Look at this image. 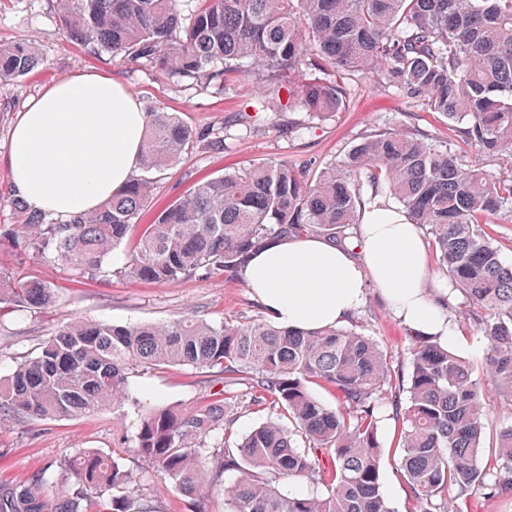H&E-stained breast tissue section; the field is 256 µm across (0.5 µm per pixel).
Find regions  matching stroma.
<instances>
[{"instance_id":"1","label":"stroma","mask_w":512,"mask_h":512,"mask_svg":"<svg viewBox=\"0 0 512 512\" xmlns=\"http://www.w3.org/2000/svg\"><path fill=\"white\" fill-rule=\"evenodd\" d=\"M35 43L38 68L0 88V225L19 218L11 206L12 184L6 158L10 131L23 104L41 88L76 72L112 75L145 110L178 113L194 127L223 128L228 148L198 149L159 175L154 199L139 221L153 223L158 213L200 181L263 162L285 161L299 166L340 159L366 134L407 125L433 141L457 144V130L422 103L407 98L393 84L362 74L342 72L336 82L346 97L342 111L314 119L294 107L287 89L267 96L256 81H228L223 88H202L126 57L96 55L67 40L49 0H7L0 7V42ZM125 240L107 259V275L86 279L64 263L42 258L22 241L0 239V271L22 281L52 286L54 305L24 313L0 310V377L17 362L34 356L36 348L74 318L117 325L176 319L223 320L261 317L260 301L242 280L222 277L180 279L168 284L117 275L129 257ZM467 303L453 294L448 312L451 326L466 343L465 357L475 368L485 364L487 344L466 315ZM362 326L388 352L400 374L410 370V330L390 309L382 290L367 284L363 302L347 320ZM131 402L58 421L0 419V482L6 483L57 465L80 448H95L118 458L128 468L142 465L133 441L139 406L172 404L190 407L212 399L222 385L188 366H169L130 374ZM378 436L384 453L381 490L395 512H409L408 487L400 466L397 442L401 423L391 404L379 409Z\"/></svg>"}]
</instances>
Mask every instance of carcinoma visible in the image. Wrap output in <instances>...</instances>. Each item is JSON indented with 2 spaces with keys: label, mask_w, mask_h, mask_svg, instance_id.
<instances>
[{
  "label": "carcinoma",
  "mask_w": 512,
  "mask_h": 512,
  "mask_svg": "<svg viewBox=\"0 0 512 512\" xmlns=\"http://www.w3.org/2000/svg\"><path fill=\"white\" fill-rule=\"evenodd\" d=\"M57 2L65 37L95 54H122L200 87L241 73L273 94L297 75L290 97L314 117L345 107L337 71L376 75L462 124L467 145L512 155V0ZM38 62L31 44H0V87ZM225 147L224 128H192L177 113L156 110L143 135L140 174L94 211L67 219L15 195L11 204L23 217L17 233L37 254L100 276L151 203L155 174L192 150ZM380 183L432 236L487 341L486 375L511 404L512 265L481 225L512 213V174L492 175L468 164L466 154L405 129L377 130L324 166L261 163L204 181L143 225L113 273L154 283L236 278L248 251L278 236L346 235L359 223L364 185ZM52 302L50 285L0 275L1 309ZM410 355L404 379L355 328L75 318L0 377V414L56 420L115 406L128 398L132 372L187 365L223 375L226 388L246 382L249 405L279 415L229 448L234 418L226 392L189 408L141 411L134 448L190 499L191 512H213L212 490L226 472L235 479L222 488L224 512H395L380 486L377 423L386 400L402 420L398 445L414 512H465L449 509L451 493L474 485L485 500L512 499V421L485 448L488 412L470 361L418 333ZM314 385L334 388L338 405L320 402ZM57 468L63 487L44 472L0 483V512H158L143 476L97 449H81ZM293 482L310 484L311 494L283 492ZM92 501L109 507L94 511Z\"/></svg>",
  "instance_id": "1"
}]
</instances>
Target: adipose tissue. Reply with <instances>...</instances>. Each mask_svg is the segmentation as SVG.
Instances as JSON below:
<instances>
[{
	"instance_id": "1",
	"label": "adipose tissue",
	"mask_w": 512,
	"mask_h": 512,
	"mask_svg": "<svg viewBox=\"0 0 512 512\" xmlns=\"http://www.w3.org/2000/svg\"><path fill=\"white\" fill-rule=\"evenodd\" d=\"M150 115L112 76L80 72L47 85L18 112L10 132L12 187L28 206L60 217L94 210L138 172ZM361 260L315 236L280 237L247 256L241 276L282 327L340 325L374 281L414 332L450 346L440 300L429 289L426 247L396 205L368 203Z\"/></svg>"
}]
</instances>
